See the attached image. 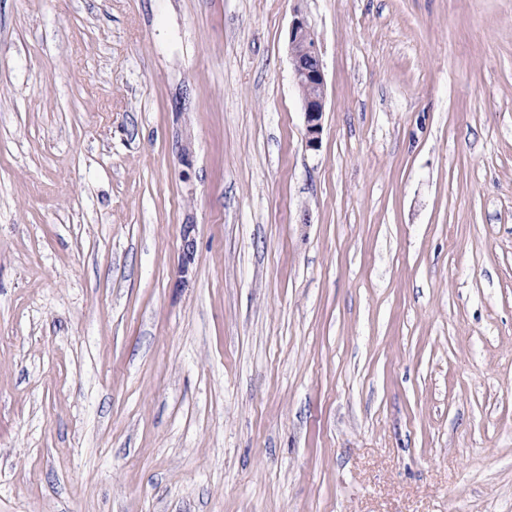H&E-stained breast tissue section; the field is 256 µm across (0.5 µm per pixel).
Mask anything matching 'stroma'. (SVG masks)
<instances>
[{"mask_svg": "<svg viewBox=\"0 0 512 512\" xmlns=\"http://www.w3.org/2000/svg\"><path fill=\"white\" fill-rule=\"evenodd\" d=\"M0 512H512V0H0ZM289 51L304 113L305 145L315 149L323 132L325 75L314 36L303 19L296 18L291 25Z\"/></svg>", "mask_w": 512, "mask_h": 512, "instance_id": "35a3bbf8", "label": "stroma"}]
</instances>
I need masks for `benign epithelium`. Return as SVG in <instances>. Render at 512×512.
<instances>
[{
  "instance_id": "7a95c632",
  "label": "benign epithelium",
  "mask_w": 512,
  "mask_h": 512,
  "mask_svg": "<svg viewBox=\"0 0 512 512\" xmlns=\"http://www.w3.org/2000/svg\"><path fill=\"white\" fill-rule=\"evenodd\" d=\"M289 51L304 113L305 145L315 149L323 132L325 75L312 31L300 18L291 25Z\"/></svg>"
}]
</instances>
